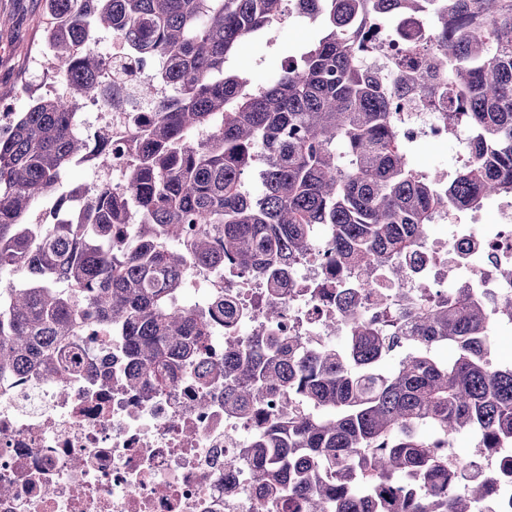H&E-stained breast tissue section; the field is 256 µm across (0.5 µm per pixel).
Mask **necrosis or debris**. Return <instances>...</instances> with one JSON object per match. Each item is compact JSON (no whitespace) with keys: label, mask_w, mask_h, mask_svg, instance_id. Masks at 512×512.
Segmentation results:
<instances>
[{"label":"necrosis or debris","mask_w":512,"mask_h":512,"mask_svg":"<svg viewBox=\"0 0 512 512\" xmlns=\"http://www.w3.org/2000/svg\"><path fill=\"white\" fill-rule=\"evenodd\" d=\"M92 115L97 134L112 139L109 182L123 185L129 158L122 145L128 118L105 113L97 98L76 102ZM402 132L408 145L453 138L465 160L470 136L449 130L436 111L407 112ZM498 221L481 224L455 217L448 237L426 239L401 281L375 269L362 302L363 313H378L401 293L444 297L466 283L497 300L512 299V282L501 267H512V204L498 203ZM325 248L315 245L289 272L278 323L260 317L273 298L262 275L235 266L217 270L193 265L185 287L199 293V308L217 294L230 297L241 318L217 322L197 361L176 381L156 392L130 389V363L119 337L92 327L80 337L81 355L70 375L54 381L36 370L0 381V512H266L246 450L258 426L224 408L223 366L228 339L252 335L305 337L310 348L329 342V325L341 318L326 296ZM504 461L476 453L465 470L500 472ZM482 512H512V478L495 485Z\"/></svg>","instance_id":"4bbe7bcc"}]
</instances>
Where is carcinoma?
<instances>
[{"label": "carcinoma", "instance_id": "1", "mask_svg": "<svg viewBox=\"0 0 512 512\" xmlns=\"http://www.w3.org/2000/svg\"><path fill=\"white\" fill-rule=\"evenodd\" d=\"M299 2L321 36L256 84L228 63L271 33L287 0H45L65 92L37 98L0 136V377L65 378L92 322L126 337L130 387L167 386L213 320L238 317L224 298L207 311L172 305L190 266L232 259L279 295L322 226L348 316L341 343L311 351L298 336H250L224 354V406L260 425L247 454L270 507L477 512L498 475L463 480L466 459L450 468L439 448L463 432L490 456L512 448V364L495 362L489 317L512 320V300L462 283L432 302L404 293L385 321L361 313L359 293L381 263L402 278L440 216L512 199V0ZM402 16L424 19L432 40L404 39L405 61L363 67L378 26ZM97 26L128 36L130 60L162 62L135 90L157 108L130 129L122 190L100 185L83 222H32L39 202L64 197L79 158L95 146L112 156L107 138L77 132L73 97L113 112L131 102L104 82L123 67L99 52ZM402 101L470 129L473 160L447 179L416 170ZM443 347L452 360L437 358ZM267 393L286 407L271 422Z\"/></svg>", "mask_w": 512, "mask_h": 512}]
</instances>
